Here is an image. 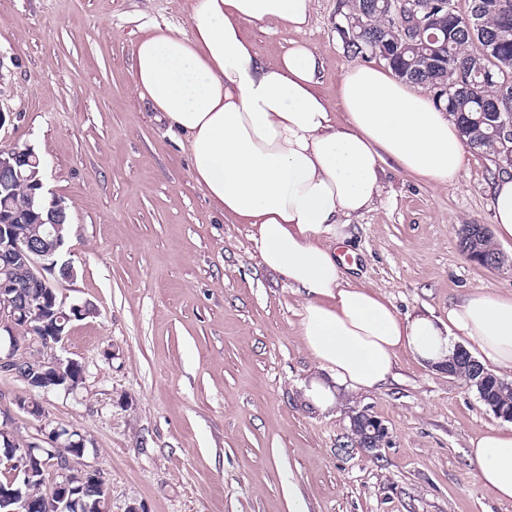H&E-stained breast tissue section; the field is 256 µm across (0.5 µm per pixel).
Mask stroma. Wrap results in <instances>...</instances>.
Wrapping results in <instances>:
<instances>
[{
  "label": "stroma",
  "instance_id": "1",
  "mask_svg": "<svg viewBox=\"0 0 512 512\" xmlns=\"http://www.w3.org/2000/svg\"><path fill=\"white\" fill-rule=\"evenodd\" d=\"M339 0H312L305 38L322 56L319 92L338 103L350 60ZM189 0H0V147H31L44 194L70 218L62 249L77 276L59 295L90 313L57 355L84 368L73 393L33 395L0 373V417L23 439L42 427L84 435L82 468L105 480L112 512H512L482 486L469 442L502 427L475 389L401 357L395 377L311 407L318 373L300 332L301 299L264 270L250 227L208 199L184 138L138 98L137 40L187 29ZM492 164L466 151L437 187L389 167L373 208L351 218L337 251L353 280L401 315L447 316L484 290L512 297V240L496 269L458 245L465 224L493 226ZM37 397L36 418L15 401ZM387 426L388 446L351 445L350 417Z\"/></svg>",
  "mask_w": 512,
  "mask_h": 512
}]
</instances>
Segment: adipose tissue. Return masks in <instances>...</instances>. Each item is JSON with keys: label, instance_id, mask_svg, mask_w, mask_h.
I'll return each mask as SVG.
<instances>
[{"label": "adipose tissue", "instance_id": "1", "mask_svg": "<svg viewBox=\"0 0 512 512\" xmlns=\"http://www.w3.org/2000/svg\"><path fill=\"white\" fill-rule=\"evenodd\" d=\"M311 0H189L188 31H156L134 46L136 93L182 134L191 175L235 223L252 228L262 265L303 300L301 334L322 375L304 397L325 411L342 395L382 387L401 356L435 366L465 344L480 363L512 367V297L467 295L446 318L400 315L349 281L333 246L379 198L386 166L447 186L464 161L448 113L391 72L348 67L344 122L317 90L324 67L303 39ZM295 33L260 57L244 24ZM477 478L512 501V426L471 440Z\"/></svg>", "mask_w": 512, "mask_h": 512}]
</instances>
